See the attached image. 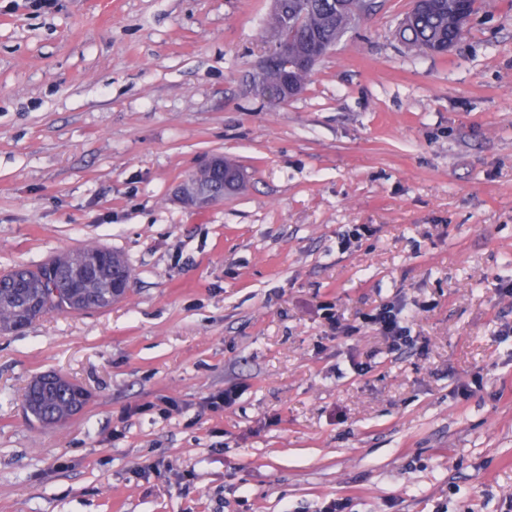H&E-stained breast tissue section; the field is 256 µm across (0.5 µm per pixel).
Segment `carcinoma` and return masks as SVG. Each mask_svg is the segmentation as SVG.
I'll return each instance as SVG.
<instances>
[{
  "label": "carcinoma",
  "mask_w": 512,
  "mask_h": 512,
  "mask_svg": "<svg viewBox=\"0 0 512 512\" xmlns=\"http://www.w3.org/2000/svg\"><path fill=\"white\" fill-rule=\"evenodd\" d=\"M476 0H427L414 4L398 31L400 41L417 53L440 54L456 45L464 34V20L476 13ZM374 8V0H276L269 16L272 36L288 40L293 54L284 58L276 51L268 53L260 69L262 84L279 98L284 83L296 90L304 88L310 71L296 65L298 56L319 39L336 43L361 18ZM100 252L108 259L99 265L98 277L81 288L67 287V281L79 269L80 259ZM131 277L123 256L98 247L84 248L58 255L35 267L18 266L0 274V334L26 328L40 311L28 306L40 298L46 312H84L112 305V273ZM78 384L61 378L58 388L35 393L29 387L25 400L31 415L43 423H58L76 413Z\"/></svg>",
  "instance_id": "cac0c4a2"
}]
</instances>
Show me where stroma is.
Returning <instances> with one entry per match:
<instances>
[{
	"label": "stroma",
	"mask_w": 512,
	"mask_h": 512,
	"mask_svg": "<svg viewBox=\"0 0 512 512\" xmlns=\"http://www.w3.org/2000/svg\"><path fill=\"white\" fill-rule=\"evenodd\" d=\"M379 3L278 102L272 0H0V271L131 268L0 334V512H512V0L437 56ZM216 155L245 189L179 202ZM391 302L399 351L365 320ZM49 371L88 392L56 425L25 408Z\"/></svg>",
	"instance_id": "obj_1"
}]
</instances>
